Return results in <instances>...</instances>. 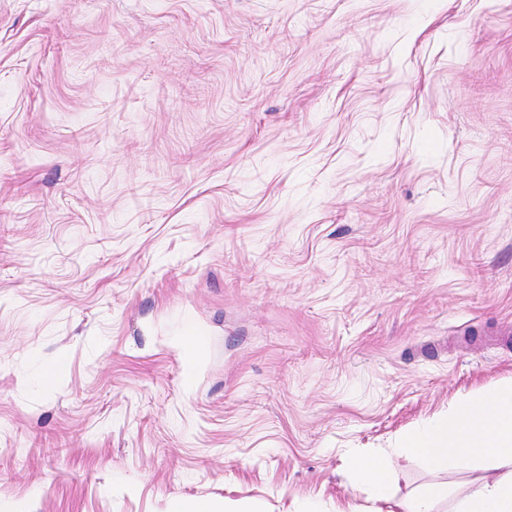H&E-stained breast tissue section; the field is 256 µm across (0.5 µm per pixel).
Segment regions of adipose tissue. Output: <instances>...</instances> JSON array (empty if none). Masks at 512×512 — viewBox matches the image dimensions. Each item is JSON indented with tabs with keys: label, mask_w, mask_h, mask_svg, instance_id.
Segmentation results:
<instances>
[{
	"label": "adipose tissue",
	"mask_w": 512,
	"mask_h": 512,
	"mask_svg": "<svg viewBox=\"0 0 512 512\" xmlns=\"http://www.w3.org/2000/svg\"><path fill=\"white\" fill-rule=\"evenodd\" d=\"M406 455L435 470L478 471L464 485L429 484L401 501L403 512H512V383L492 384L458 399L447 417L409 431ZM346 468L359 483L388 501L396 481L394 469L379 454H353Z\"/></svg>",
	"instance_id": "ef3b65f1"
}]
</instances>
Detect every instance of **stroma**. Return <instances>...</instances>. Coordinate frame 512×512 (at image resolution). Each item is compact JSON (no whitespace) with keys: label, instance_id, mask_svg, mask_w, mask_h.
Listing matches in <instances>:
<instances>
[{"label":"stroma","instance_id":"stroma-1","mask_svg":"<svg viewBox=\"0 0 512 512\" xmlns=\"http://www.w3.org/2000/svg\"><path fill=\"white\" fill-rule=\"evenodd\" d=\"M496 381L512 0H0V512L463 484L395 448ZM346 468L357 482L374 490L377 500H392L396 474L385 457L374 453L353 454L347 458Z\"/></svg>","mask_w":512,"mask_h":512}]
</instances>
